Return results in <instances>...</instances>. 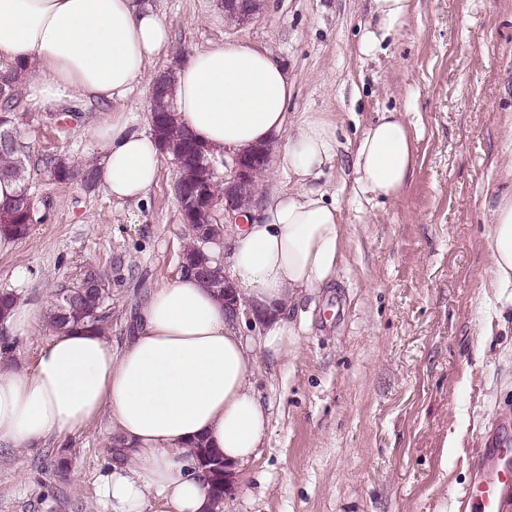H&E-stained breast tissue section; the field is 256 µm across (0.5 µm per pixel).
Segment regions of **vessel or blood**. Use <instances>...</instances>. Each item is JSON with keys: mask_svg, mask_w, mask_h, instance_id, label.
Masks as SVG:
<instances>
[{"mask_svg": "<svg viewBox=\"0 0 512 512\" xmlns=\"http://www.w3.org/2000/svg\"><path fill=\"white\" fill-rule=\"evenodd\" d=\"M474 481L469 491V512H502L512 498V440L501 439L473 449Z\"/></svg>", "mask_w": 512, "mask_h": 512, "instance_id": "vessel-or-blood-1", "label": "vessel or blood"}]
</instances>
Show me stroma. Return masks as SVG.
<instances>
[{"label":"stroma","instance_id":"obj_1","mask_svg":"<svg viewBox=\"0 0 512 512\" xmlns=\"http://www.w3.org/2000/svg\"><path fill=\"white\" fill-rule=\"evenodd\" d=\"M368 0H268L229 25L218 0H144L173 32L169 68L210 43L266 48L294 82L292 111L330 112L337 159L316 182L346 226L337 280L292 310L297 351L249 371L272 406L267 440L235 476L229 512H461L480 438H512V311L488 288V193L499 188L512 113V0H415L372 60L356 42ZM110 110L82 105L58 125L19 90L14 112L32 156L93 161L91 132ZM404 114L416 164L403 197L353 190L351 144L378 113ZM163 159L147 202L121 205L29 168L36 221L0 254V291L44 306L86 266L111 272L103 334L119 341L156 288L181 272L191 235ZM27 281L17 284L15 273ZM66 447L68 470L54 452ZM112 424L65 442L0 449V512H112L99 478L112 467Z\"/></svg>","mask_w":512,"mask_h":512}]
</instances>
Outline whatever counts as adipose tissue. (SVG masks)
I'll return each instance as SVG.
<instances>
[{
	"label": "adipose tissue",
	"instance_id": "obj_1",
	"mask_svg": "<svg viewBox=\"0 0 512 512\" xmlns=\"http://www.w3.org/2000/svg\"><path fill=\"white\" fill-rule=\"evenodd\" d=\"M414 8V0H371L356 44L375 58ZM171 30L143 0H0V64L36 67L29 98L57 112L79 102L112 109L96 130L99 181L114 201L141 202L155 185L161 152L123 103L150 65L167 55ZM177 117L215 155H233L286 135L285 190L270 189L244 223L227 228L226 273L243 312L190 274L156 289L139 326L123 344L89 329L58 332L23 368L0 367V447L29 448L76 434L108 416L123 457L101 479L112 512H212L208 477L189 454L193 442L233 465L257 456L271 423L253 392L258 356L279 362L294 352L302 326L289 318L311 289L337 273L345 226L314 173L336 155V123L314 114L293 119V84L263 48L215 43L174 68ZM356 191L398 199L414 167L411 130L401 113L384 112L353 149ZM505 189L489 194L490 278L498 310L512 307V163ZM260 316L255 335L246 314Z\"/></svg>",
	"mask_w": 512,
	"mask_h": 512
}]
</instances>
